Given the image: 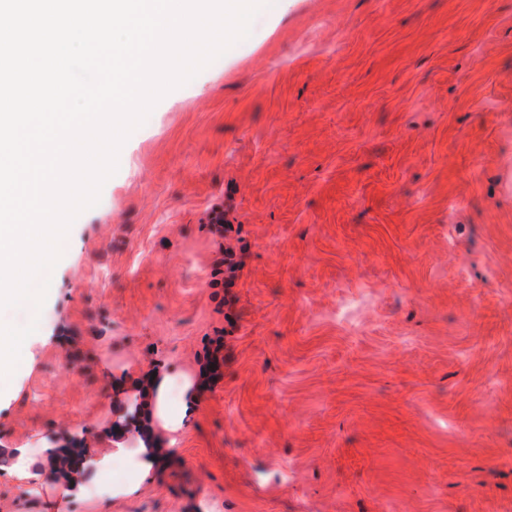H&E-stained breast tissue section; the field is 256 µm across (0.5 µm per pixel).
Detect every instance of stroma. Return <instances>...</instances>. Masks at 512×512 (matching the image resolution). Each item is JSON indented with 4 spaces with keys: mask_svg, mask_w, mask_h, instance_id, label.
Wrapping results in <instances>:
<instances>
[{
    "mask_svg": "<svg viewBox=\"0 0 512 512\" xmlns=\"http://www.w3.org/2000/svg\"><path fill=\"white\" fill-rule=\"evenodd\" d=\"M62 250L41 311L0 313L38 323L0 378V512H512V0H274ZM146 426L150 473L47 471L61 435L89 460Z\"/></svg>",
    "mask_w": 512,
    "mask_h": 512,
    "instance_id": "obj_1",
    "label": "stroma"
}]
</instances>
